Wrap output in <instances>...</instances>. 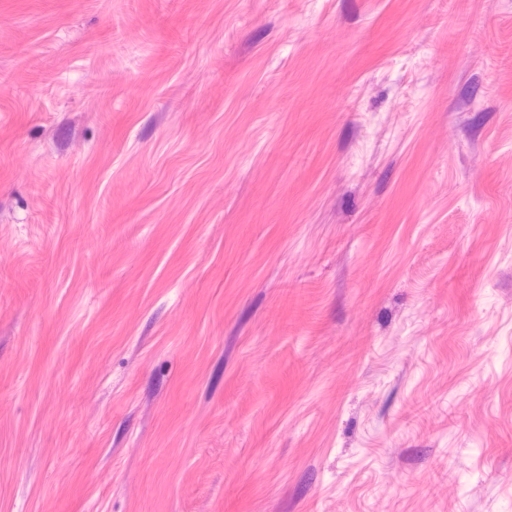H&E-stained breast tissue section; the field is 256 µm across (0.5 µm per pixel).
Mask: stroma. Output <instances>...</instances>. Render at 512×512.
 Listing matches in <instances>:
<instances>
[{"instance_id":"stroma-1","label":"stroma","mask_w":512,"mask_h":512,"mask_svg":"<svg viewBox=\"0 0 512 512\" xmlns=\"http://www.w3.org/2000/svg\"><path fill=\"white\" fill-rule=\"evenodd\" d=\"M0 238V512H512V0H0Z\"/></svg>"}]
</instances>
